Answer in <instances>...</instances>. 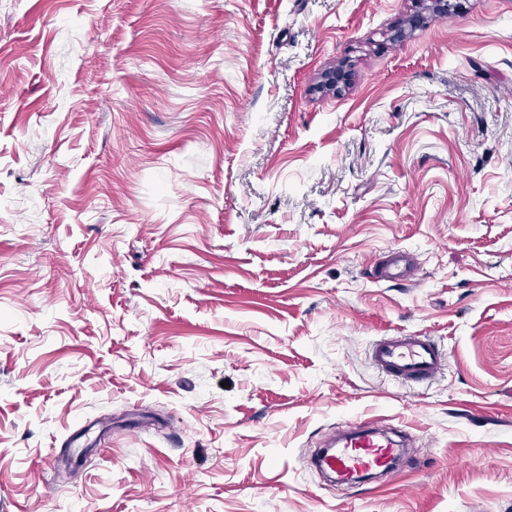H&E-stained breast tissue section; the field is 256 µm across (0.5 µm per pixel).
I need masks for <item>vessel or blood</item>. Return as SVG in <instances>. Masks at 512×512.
Listing matches in <instances>:
<instances>
[{
  "mask_svg": "<svg viewBox=\"0 0 512 512\" xmlns=\"http://www.w3.org/2000/svg\"><path fill=\"white\" fill-rule=\"evenodd\" d=\"M406 253L398 252L376 269L378 280L395 282L411 278ZM369 357L373 365L398 382L423 384L445 370L447 358L438 344L428 336L408 334L386 336L376 340ZM400 444L385 436L378 426L366 423L337 435L322 464L331 472L350 479L359 473H390Z\"/></svg>",
  "mask_w": 512,
  "mask_h": 512,
  "instance_id": "obj_1",
  "label": "vessel or blood"
}]
</instances>
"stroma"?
I'll return each mask as SVG.
<instances>
[{
    "instance_id": "35a3bbf8",
    "label": "stroma",
    "mask_w": 512,
    "mask_h": 512,
    "mask_svg": "<svg viewBox=\"0 0 512 512\" xmlns=\"http://www.w3.org/2000/svg\"><path fill=\"white\" fill-rule=\"evenodd\" d=\"M0 512H512V0H0ZM387 263H381L376 269L378 280L395 282L411 280V264L405 252H397ZM401 266V263H403ZM369 357L380 372L405 383H427L447 366L446 354L431 336L415 334L376 340L369 350ZM400 447L402 441L389 439L378 426L365 423L337 435L327 446L333 449L322 458V464L344 483L356 484L350 480L354 474L392 472Z\"/></svg>"
}]
</instances>
